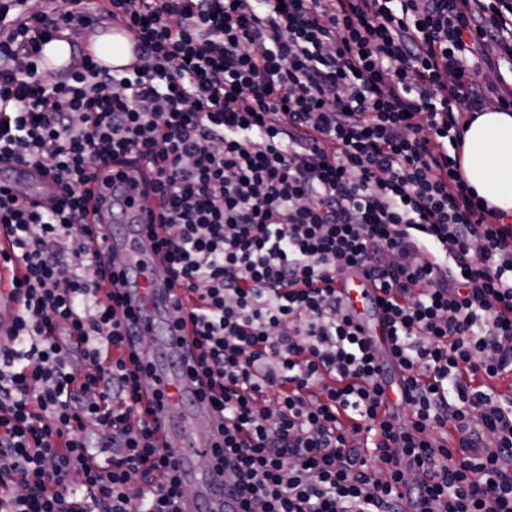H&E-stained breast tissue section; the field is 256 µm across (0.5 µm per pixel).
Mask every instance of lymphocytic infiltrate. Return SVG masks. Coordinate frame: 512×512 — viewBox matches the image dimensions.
<instances>
[{
	"instance_id": "obj_1",
	"label": "lymphocytic infiltrate",
	"mask_w": 512,
	"mask_h": 512,
	"mask_svg": "<svg viewBox=\"0 0 512 512\" xmlns=\"http://www.w3.org/2000/svg\"><path fill=\"white\" fill-rule=\"evenodd\" d=\"M140 54L98 68L97 22L0 0V512H175L177 467L120 356L119 291L86 242L102 164L140 171L188 301L191 373L222 417L207 464L241 512H512V223L473 194L469 115L512 109V0H110ZM65 36L71 68L39 70ZM379 291V350L339 290ZM12 167L13 164L9 162H2L0 164V184L10 188L14 194L26 203L44 204L56 193V182L50 177L43 176L35 169L28 170L26 176L28 179V182H26L27 185L26 187H21L19 183L12 181L5 174L9 172Z\"/></svg>"
}]
</instances>
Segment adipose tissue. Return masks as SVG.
<instances>
[{"label": "adipose tissue", "mask_w": 512, "mask_h": 512, "mask_svg": "<svg viewBox=\"0 0 512 512\" xmlns=\"http://www.w3.org/2000/svg\"><path fill=\"white\" fill-rule=\"evenodd\" d=\"M459 157L471 190L512 215V110L492 107L477 113L461 133Z\"/></svg>", "instance_id": "obj_1"}]
</instances>
